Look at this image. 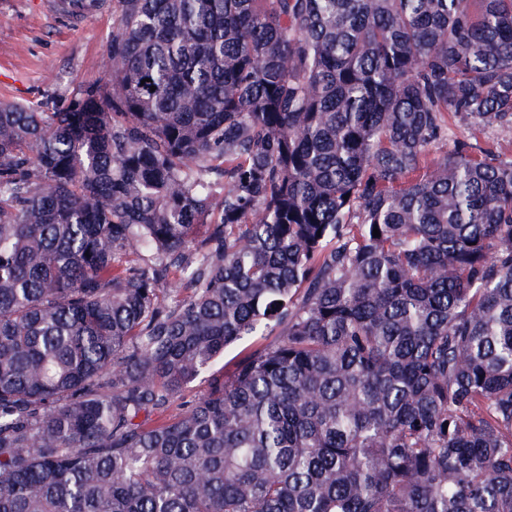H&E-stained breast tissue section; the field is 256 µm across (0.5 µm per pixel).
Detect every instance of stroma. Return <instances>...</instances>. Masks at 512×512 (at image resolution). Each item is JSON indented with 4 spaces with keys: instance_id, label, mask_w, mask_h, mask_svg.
Instances as JSON below:
<instances>
[{
    "instance_id": "obj_1",
    "label": "stroma",
    "mask_w": 512,
    "mask_h": 512,
    "mask_svg": "<svg viewBox=\"0 0 512 512\" xmlns=\"http://www.w3.org/2000/svg\"><path fill=\"white\" fill-rule=\"evenodd\" d=\"M111 6L79 15L64 0H0V101L66 105L105 75Z\"/></svg>"
}]
</instances>
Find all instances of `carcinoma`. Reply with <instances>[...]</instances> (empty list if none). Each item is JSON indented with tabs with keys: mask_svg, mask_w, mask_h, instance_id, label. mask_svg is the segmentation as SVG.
<instances>
[{
	"mask_svg": "<svg viewBox=\"0 0 512 512\" xmlns=\"http://www.w3.org/2000/svg\"><path fill=\"white\" fill-rule=\"evenodd\" d=\"M112 14L0 102V512H512V150L428 159L512 134V0ZM451 131L449 132L450 139L455 142L475 143V137L479 144L483 147L495 148L497 143H500L503 147L507 146V141H512V135L499 134L492 131H485L484 134L470 130L466 125L461 123L451 122Z\"/></svg>",
	"mask_w": 512,
	"mask_h": 512,
	"instance_id": "cac0c4a2",
	"label": "carcinoma"
}]
</instances>
